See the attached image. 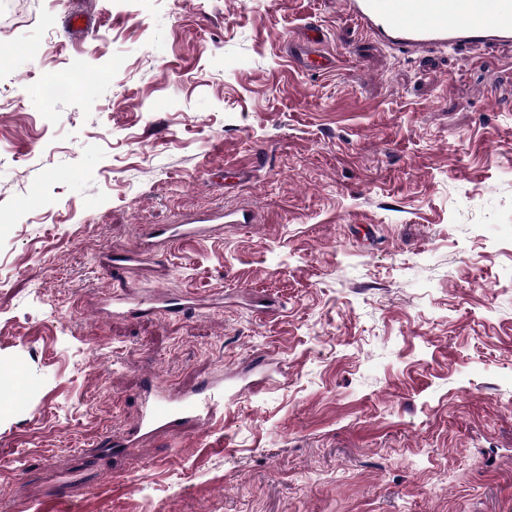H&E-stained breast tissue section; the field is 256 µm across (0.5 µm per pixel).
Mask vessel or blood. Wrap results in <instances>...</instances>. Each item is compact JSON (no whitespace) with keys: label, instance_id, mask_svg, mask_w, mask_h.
<instances>
[{"label":"vessel or blood","instance_id":"vessel-or-blood-1","mask_svg":"<svg viewBox=\"0 0 512 512\" xmlns=\"http://www.w3.org/2000/svg\"><path fill=\"white\" fill-rule=\"evenodd\" d=\"M345 10L362 31L378 36L394 48L415 52L440 44L512 45V0H342ZM206 224H158L149 237L154 254L164 244L184 238H203ZM104 303L112 315L137 312L184 315L202 312L204 306L192 294H156L142 300L113 289ZM224 416V380L216 378L200 389L174 393L168 387H146L141 411L127 432L97 444L100 452L120 455L138 441L187 424L210 426Z\"/></svg>","mask_w":512,"mask_h":512}]
</instances>
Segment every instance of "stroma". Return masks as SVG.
<instances>
[{"instance_id": "stroma-1", "label": "stroma", "mask_w": 512, "mask_h": 512, "mask_svg": "<svg viewBox=\"0 0 512 512\" xmlns=\"http://www.w3.org/2000/svg\"><path fill=\"white\" fill-rule=\"evenodd\" d=\"M89 13L80 32L68 19ZM325 71L289 46L310 29ZM82 68L94 96L49 93ZM250 207L130 263L144 228ZM0 512H512V47L401 54L340 0H0ZM224 420L122 435L147 379ZM104 303L110 307L112 316L132 315L137 312L164 316L185 315L199 313L207 308L190 293L180 295L158 293L147 300H142L126 294L120 288H113L112 293L106 294Z\"/></svg>"}]
</instances>
